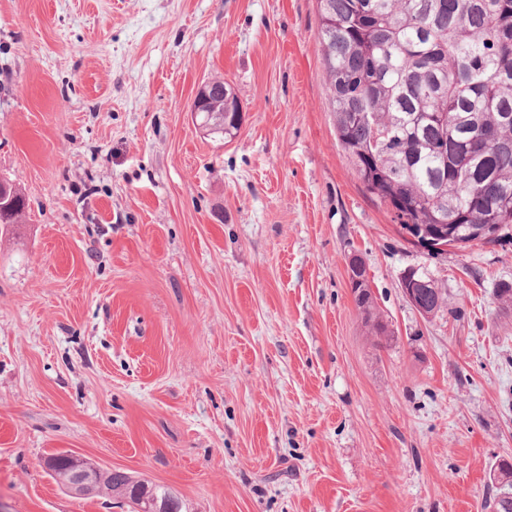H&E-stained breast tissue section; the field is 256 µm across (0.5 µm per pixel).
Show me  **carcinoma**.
<instances>
[{"instance_id": "cac0c4a2", "label": "carcinoma", "mask_w": 512, "mask_h": 512, "mask_svg": "<svg viewBox=\"0 0 512 512\" xmlns=\"http://www.w3.org/2000/svg\"><path fill=\"white\" fill-rule=\"evenodd\" d=\"M319 42L336 138L357 177L403 228L473 229L512 224V0H318ZM233 97L224 139L242 124ZM0 181V186H4ZM9 188L0 224H18L24 195ZM418 287L424 312L445 304L434 281ZM357 307L379 339L393 333L374 317L362 263H350ZM486 512H512V463L498 466ZM116 495L134 489L121 471L98 473Z\"/></svg>"}]
</instances>
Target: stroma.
Listing matches in <instances>:
<instances>
[{
	"mask_svg": "<svg viewBox=\"0 0 512 512\" xmlns=\"http://www.w3.org/2000/svg\"><path fill=\"white\" fill-rule=\"evenodd\" d=\"M319 26L317 0H0V179L27 202L0 224V512H133L64 487L63 452L185 512H484L512 462V227L399 233L336 142ZM214 79L229 142L191 115ZM221 83L207 82L199 88L193 100L191 112L195 118L198 129L204 134L211 135L217 131H224V135H213L214 137H222L224 140L232 139L239 133L242 124V106L238 97L235 95L231 86L223 81ZM224 85L229 90V94L233 93V102L227 112L226 103H224ZM220 98L222 102L221 110L213 108V98ZM201 112H208L207 117L198 123V117ZM213 116L219 117L215 123L210 122ZM362 262L353 259L350 263V286L354 294V300L357 307L363 313L365 320L370 323L371 331L381 341L386 343L391 342L394 338L392 331L389 330L388 325L380 321L374 316L375 301L372 292L367 284L365 278L364 266ZM415 275V273H407L406 275L403 276L401 283L403 292L409 303L417 310V312L420 315L424 316L422 309L425 313H428L429 315H435L441 310V308L445 304L444 293L442 292L441 288L436 287L433 280L429 279L426 276H423V281H421L420 279L415 277ZM424 281L427 284L418 287L417 292L414 286L416 284H422ZM417 297H419V303L422 309L419 303L417 302Z\"/></svg>",
	"mask_w": 512,
	"mask_h": 512,
	"instance_id": "1",
	"label": "stroma"
}]
</instances>
